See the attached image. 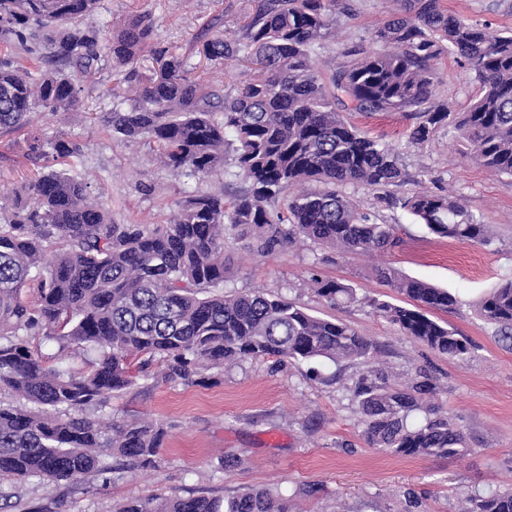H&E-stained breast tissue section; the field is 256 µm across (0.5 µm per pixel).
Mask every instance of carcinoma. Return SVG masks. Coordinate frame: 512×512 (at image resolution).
<instances>
[{
    "mask_svg": "<svg viewBox=\"0 0 512 512\" xmlns=\"http://www.w3.org/2000/svg\"><path fill=\"white\" fill-rule=\"evenodd\" d=\"M238 35L215 33L201 54L210 68L243 56L256 65L243 87H219L196 74L187 58L154 46V23L143 15L119 34L86 20L98 0H0V38L21 55L0 61V134L25 130L38 110L65 115L79 103L77 77L98 68L103 54L122 66L149 51L161 72L137 97L102 112L99 121L130 140H145L172 174L203 180L217 172L245 187L192 195L167 224H114L112 210L91 198L89 186L64 170L41 171L24 197L0 207V476L80 481L106 470L103 456L156 466L163 424L142 417L120 423L99 409L156 359L170 382L193 383L205 370L244 360L353 361L367 367L354 389L367 441L404 456L453 457L466 447L455 419L427 402L436 387L418 375L403 388L387 385L373 368V343L349 325L314 316L264 291L228 294L224 240L250 238L257 255L299 241L340 252L395 247V226L378 224L343 193L347 186L380 189L402 181L398 154L347 121L341 97L359 112H412L408 138L426 142L453 128L463 155L512 177V32L490 35L449 11L442 0H396L399 5L368 42L344 49L347 61L325 82L313 57L335 35L347 0H254ZM460 60L479 87L470 107L454 112L436 98L434 62ZM53 151L67 165L77 143L31 138L36 156ZM309 183L317 189H303ZM289 193L285 211L272 206ZM438 236L487 244L490 225L449 195L381 196ZM375 277L406 299L368 304L407 336L463 360L472 342L426 311L456 303L448 291L391 266ZM332 305L358 301L351 285L312 279ZM36 289V300L21 298ZM479 316L512 340V280L486 293ZM55 339L90 356L77 370L47 368L30 339ZM415 412L425 414L413 423ZM113 512H293L288 500L254 488L230 497H132ZM461 512H512V490L472 499Z\"/></svg>",
    "mask_w": 512,
    "mask_h": 512,
    "instance_id": "cac0c4a2",
    "label": "carcinoma"
}]
</instances>
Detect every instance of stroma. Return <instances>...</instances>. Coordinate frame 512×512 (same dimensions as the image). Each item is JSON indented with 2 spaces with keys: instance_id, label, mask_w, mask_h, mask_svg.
<instances>
[{
  "instance_id": "1",
  "label": "stroma",
  "mask_w": 512,
  "mask_h": 512,
  "mask_svg": "<svg viewBox=\"0 0 512 512\" xmlns=\"http://www.w3.org/2000/svg\"><path fill=\"white\" fill-rule=\"evenodd\" d=\"M253 0H100L91 23L119 32L129 21L148 14L155 21L156 47L198 62L196 49L208 28L233 38ZM355 13L340 18L336 36L315 57L323 72L340 67L344 47L368 37L394 9V0H354ZM450 11L477 21L488 32L512 31V0H443ZM155 65L140 57L134 75L105 61L80 79L82 111L64 116H34L32 131L52 140L77 142L82 153L69 166L85 180L92 197L112 211L116 224H163L178 202L192 194H239L240 180L214 175L194 181L160 165L148 145L128 140L85 110L107 112L112 89L133 96ZM440 99L466 111L477 83L454 56L436 65ZM347 120L399 154L404 180L388 194L411 192L452 195L483 223L493 239L482 245L442 238L400 208H387L378 193L361 187L348 193L385 223L394 225L398 247L382 253H339L310 243L285 246L256 256L247 239L224 244L226 290L256 289L282 295L309 312L347 323L370 339L375 360L392 381L404 383L429 375L434 403L454 417L466 446L453 457L398 456L372 447L353 397L363 367L355 362L242 361L205 372L194 384L166 381L159 364L137 374L134 384L112 395L103 408L114 421L142 416L164 424L167 434L156 468H118L108 458L109 473L85 482L5 480L0 512H110L128 498L165 494L227 497L249 488H265L289 497L295 512H460L474 494L512 488V345L476 312L477 302L493 287L512 279V178L497 176L459 150L447 129L421 145L410 143L416 119L409 112L346 111ZM26 133L0 135V194L21 191L26 176L50 166L51 158L28 156ZM389 265L409 276L447 289L457 303L431 311L432 319L470 339L466 360L439 354L405 336L363 305L366 297L395 304L403 298L375 279L373 270ZM338 280L355 288L359 301L334 307L318 298L313 278ZM234 457L237 467L221 462Z\"/></svg>"
}]
</instances>
